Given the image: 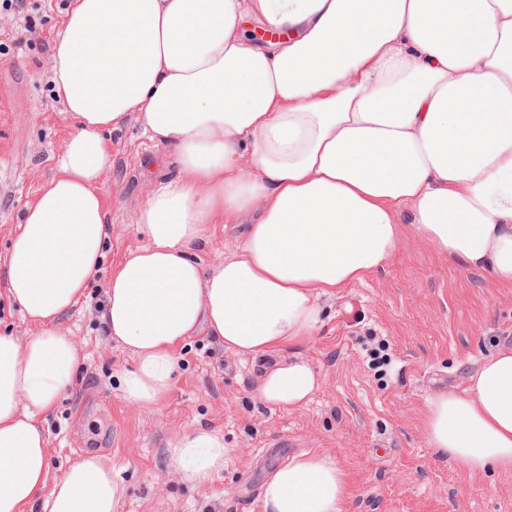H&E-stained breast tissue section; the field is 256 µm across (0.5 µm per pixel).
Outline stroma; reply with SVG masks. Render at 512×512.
<instances>
[{
    "instance_id": "obj_1",
    "label": "stroma",
    "mask_w": 512,
    "mask_h": 512,
    "mask_svg": "<svg viewBox=\"0 0 512 512\" xmlns=\"http://www.w3.org/2000/svg\"><path fill=\"white\" fill-rule=\"evenodd\" d=\"M0 10V256L26 204L55 173L71 120L50 81L52 45L70 0H22ZM36 24V35L24 30ZM102 192L112 226L106 259L86 297L62 320L84 360L45 423L49 464L60 476L77 459H111L124 494L118 512H261L266 477L294 455L334 456L349 474L347 512H512V472H474L439 457L421 418L428 398L460 390L479 361L512 343V286L448 261L407 235L388 266L324 298L323 322L303 354L320 389L285 409L256 393L264 360L224 351L199 333L176 348L180 369L153 409L126 402L120 373L130 353L107 335L100 312L114 257L143 245L137 211L142 173L163 156L138 124L110 133ZM381 360H372L371 350ZM199 425L224 431L222 475L183 483L167 448Z\"/></svg>"
}]
</instances>
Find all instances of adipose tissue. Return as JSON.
I'll use <instances>...</instances> for the list:
<instances>
[{"label":"adipose tissue","instance_id":"obj_1","mask_svg":"<svg viewBox=\"0 0 512 512\" xmlns=\"http://www.w3.org/2000/svg\"><path fill=\"white\" fill-rule=\"evenodd\" d=\"M250 19L281 39L257 46ZM51 82L72 129L1 260L35 333L0 334V512H117L121 500L96 455L51 478L42 425L81 365L61 320L105 258L106 132L139 123L179 167L145 196V243L106 283L102 320L134 359L121 377L132 405L161 403L177 345L201 329L272 358L263 401L303 405L321 385L300 350L321 297L383 270L408 230L512 285V0H72ZM242 221L243 242L203 266L218 225ZM422 424L438 454L512 471V346L462 392L428 399ZM168 454L199 483L229 450L221 429L198 427ZM350 496L336 458L303 453L268 475L261 507L345 512Z\"/></svg>","mask_w":512,"mask_h":512}]
</instances>
